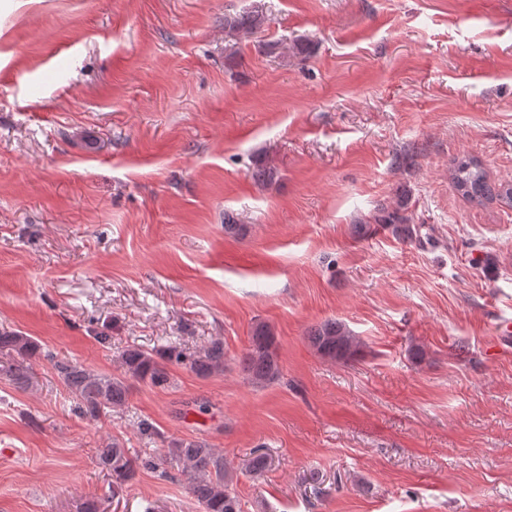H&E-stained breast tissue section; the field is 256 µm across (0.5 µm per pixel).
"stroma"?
<instances>
[{
    "instance_id": "35a3bbf8",
    "label": "stroma",
    "mask_w": 512,
    "mask_h": 512,
    "mask_svg": "<svg viewBox=\"0 0 512 512\" xmlns=\"http://www.w3.org/2000/svg\"><path fill=\"white\" fill-rule=\"evenodd\" d=\"M464 156L512 183V0H0V331L102 373L129 345L225 354L108 419L48 361L0 379V512H201L143 469L113 497L95 451L141 455L142 420L223 453L244 512H512V208L453 189ZM398 208L409 233L377 221ZM327 319L360 360L315 353ZM260 323L265 386L237 367ZM269 19L259 11L245 12L224 18V40L239 41L248 39L268 24ZM238 367L253 385L264 386L278 381L282 374L276 352V336L266 324H258L249 345L237 360Z\"/></svg>"
}]
</instances>
